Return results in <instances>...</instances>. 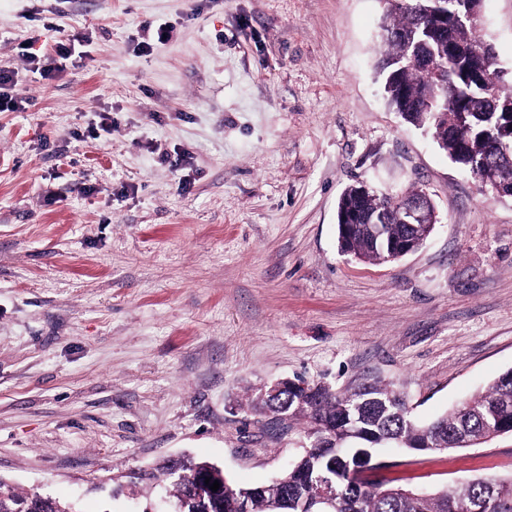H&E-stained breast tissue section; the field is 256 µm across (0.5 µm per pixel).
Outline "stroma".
Returning <instances> with one entry per match:
<instances>
[{"instance_id":"stroma-1","label":"stroma","mask_w":512,"mask_h":512,"mask_svg":"<svg viewBox=\"0 0 512 512\" xmlns=\"http://www.w3.org/2000/svg\"><path fill=\"white\" fill-rule=\"evenodd\" d=\"M384 0H0V478L77 512H175L165 457L270 482L305 444L236 409L302 377L378 379L428 421L512 368V199L384 98ZM172 28L155 41V28ZM481 33L512 78V0ZM88 54L49 78L22 50ZM419 187L438 222L392 263L342 254L350 184ZM424 491L512 474V433L379 449ZM16 83L11 72L0 70V112L22 111L24 102L14 94Z\"/></svg>"}]
</instances>
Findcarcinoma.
<instances>
[{
  "label": "carcinoma",
  "instance_id": "cac0c4a2",
  "mask_svg": "<svg viewBox=\"0 0 512 512\" xmlns=\"http://www.w3.org/2000/svg\"><path fill=\"white\" fill-rule=\"evenodd\" d=\"M381 28L380 74L388 105L406 121L437 135L449 160L463 169L474 159L488 161L494 178L512 198V83L479 35V25L465 18V5L448 9L444 0H385ZM423 192L378 191L363 196L350 186L338 212L371 215L380 221L338 227L342 252L363 261L386 262L405 248H418L431 233L427 224H405V199ZM240 409L267 411L271 424L303 425L308 445L270 484L240 487L208 461L164 460L136 476L133 486L151 489L178 476L171 496L177 512H226L224 503L242 496L248 512H316L311 482L333 480L336 497L328 512H512V477L476 476L464 483L424 493L372 480L366 472L383 467L375 450L389 443L421 453L472 448L491 430H512V368L482 391L423 424L416 421L405 396L381 381L336 392L312 384L298 392L286 387L255 392ZM218 481L215 492L200 495L202 474ZM0 512H75L50 496L4 488Z\"/></svg>",
  "mask_w": 512,
  "mask_h": 512
}]
</instances>
